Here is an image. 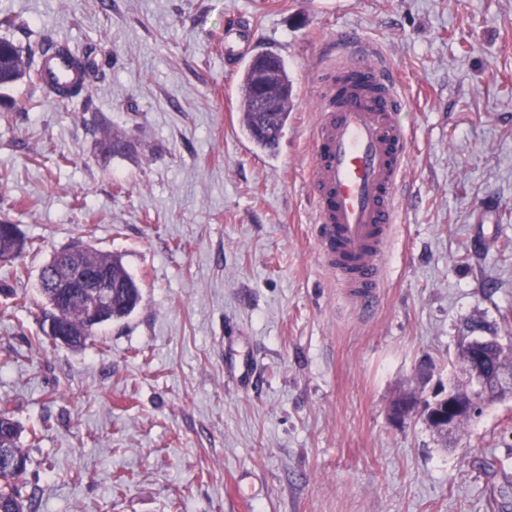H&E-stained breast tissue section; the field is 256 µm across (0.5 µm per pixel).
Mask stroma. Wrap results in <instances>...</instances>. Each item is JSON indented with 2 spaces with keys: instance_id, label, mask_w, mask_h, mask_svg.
<instances>
[{
  "instance_id": "35a3bbf8",
  "label": "stroma",
  "mask_w": 512,
  "mask_h": 512,
  "mask_svg": "<svg viewBox=\"0 0 512 512\" xmlns=\"http://www.w3.org/2000/svg\"><path fill=\"white\" fill-rule=\"evenodd\" d=\"M19 46L104 75L61 104L0 88V413L41 512H512V397L441 446L402 394L447 384L466 326L512 340V0H0ZM292 82L280 149L241 136L224 24ZM355 28L402 79L407 194L372 316L325 269L306 192L323 41ZM125 148L112 152V138ZM142 289L79 350L41 331L75 239ZM19 426L17 422L6 413H0V448H8L13 456H18L26 467L30 463L29 455L24 448H20Z\"/></svg>"
}]
</instances>
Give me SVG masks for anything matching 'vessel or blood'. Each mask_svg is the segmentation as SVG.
<instances>
[{
	"instance_id": "b4317fda",
	"label": "vessel or blood",
	"mask_w": 512,
	"mask_h": 512,
	"mask_svg": "<svg viewBox=\"0 0 512 512\" xmlns=\"http://www.w3.org/2000/svg\"><path fill=\"white\" fill-rule=\"evenodd\" d=\"M252 52L250 28L225 27V62L239 67ZM322 58L325 64H340L342 75L318 87L308 181L317 215L314 238L339 288L367 317L378 307L384 256L400 212L408 137L399 116L406 103L391 69L357 31L333 33ZM39 69L44 86L58 94L78 79L73 63L62 55L44 58Z\"/></svg>"
}]
</instances>
